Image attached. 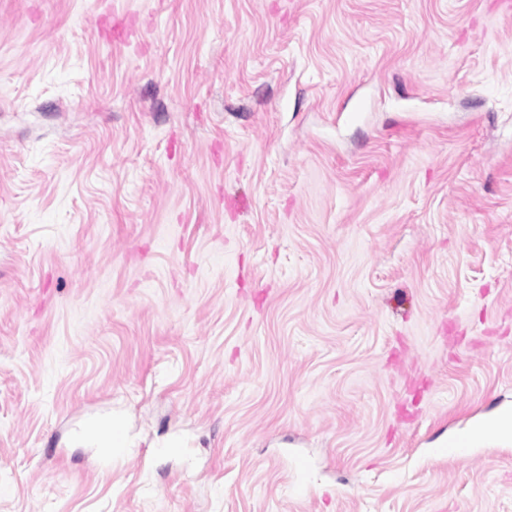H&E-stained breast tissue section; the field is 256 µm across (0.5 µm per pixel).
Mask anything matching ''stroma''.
<instances>
[{"mask_svg":"<svg viewBox=\"0 0 512 512\" xmlns=\"http://www.w3.org/2000/svg\"><path fill=\"white\" fill-rule=\"evenodd\" d=\"M511 417L512 0H0V512H512ZM82 440L99 448L105 461H112V456L119 448H134V444L127 437L122 420L112 418H97L88 422L82 432Z\"/></svg>","mask_w":512,"mask_h":512,"instance_id":"1","label":"stroma"}]
</instances>
